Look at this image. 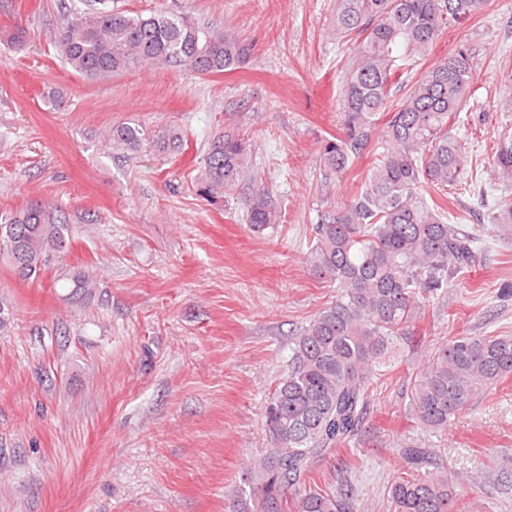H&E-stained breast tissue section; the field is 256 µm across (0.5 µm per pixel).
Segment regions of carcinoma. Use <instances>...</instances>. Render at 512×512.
<instances>
[{"label": "carcinoma", "mask_w": 512, "mask_h": 512, "mask_svg": "<svg viewBox=\"0 0 512 512\" xmlns=\"http://www.w3.org/2000/svg\"><path fill=\"white\" fill-rule=\"evenodd\" d=\"M487 0H335L331 28L351 51L341 84L342 134L325 141L321 161L341 178L371 147L381 117L384 143L359 195L321 214L310 263L336 283V300L294 334L286 371L263 410L269 448L241 470L227 497L231 512H358L348 482L327 489L314 480L326 456L359 441L370 394L402 344H419L414 328L422 304L475 263V234L452 223L423 187L444 191L467 170L454 132L472 97L474 57L461 45L428 67L393 103L414 66L449 29L484 11ZM56 46L62 60L88 78H105L149 64H172L196 74L232 71L251 47L217 26L161 9L149 16L121 10L114 0H82L61 14ZM114 148L142 145L167 156L184 137L170 126L149 131L118 123ZM249 139L233 128L217 132L193 183L211 203L234 197L248 224L261 231L278 221L265 189L239 192L258 175ZM490 178L512 184V137L493 146ZM491 223L512 230V198L493 199ZM69 226L57 207L34 201L0 214V238L15 276L36 282L66 245ZM512 374V336L459 334L429 349L404 404L407 419L433 432ZM411 470L388 488L395 512H468L469 491L429 448L407 446Z\"/></svg>", "instance_id": "1"}]
</instances>
